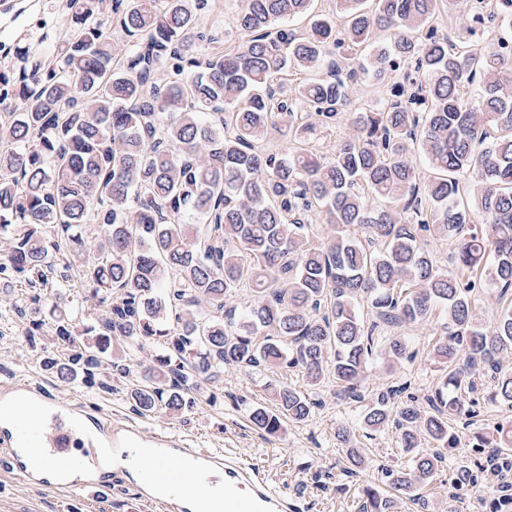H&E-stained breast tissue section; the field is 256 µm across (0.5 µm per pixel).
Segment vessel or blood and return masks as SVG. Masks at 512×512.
<instances>
[{
  "label": "vessel or blood",
  "mask_w": 512,
  "mask_h": 512,
  "mask_svg": "<svg viewBox=\"0 0 512 512\" xmlns=\"http://www.w3.org/2000/svg\"><path fill=\"white\" fill-rule=\"evenodd\" d=\"M125 461L138 470L136 499L163 512H186L182 475L220 496L224 512L303 509L234 451L193 448L165 433L145 436L136 424H113L104 410L82 411L25 380L0 384V467L28 487L52 485L73 504L111 489ZM161 484L163 496L155 493Z\"/></svg>",
  "instance_id": "vessel-or-blood-1"
}]
</instances>
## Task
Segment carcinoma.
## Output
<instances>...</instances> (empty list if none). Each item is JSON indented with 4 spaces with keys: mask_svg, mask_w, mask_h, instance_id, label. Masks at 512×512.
Here are the masks:
<instances>
[{
    "mask_svg": "<svg viewBox=\"0 0 512 512\" xmlns=\"http://www.w3.org/2000/svg\"><path fill=\"white\" fill-rule=\"evenodd\" d=\"M313 2L240 0L239 45L208 53V0L60 4L69 34L52 56L0 68V280L62 288L81 272L98 303L31 297L27 344L47 374L107 392L131 373L122 357L158 349L130 399L171 417L226 366L310 387L330 375L360 402L375 357H415L404 338L380 345L382 322L421 326L442 308V386L421 402L380 394L362 416L413 456L381 467L388 493L360 489V512H398L465 438L453 416L512 411V32L479 46L512 0L468 3L462 41L435 24L447 0H336L339 25ZM296 18L308 27L274 28ZM285 73L292 97L275 86ZM366 79L386 85L383 102H354ZM340 125L351 134L326 159L318 146ZM318 221L332 232L317 242ZM427 235L448 241L456 271L437 266ZM483 294L497 305L488 323ZM57 345L62 358L48 355ZM265 388L275 410L251 409L258 429L310 417L308 393ZM338 437L363 463L350 432ZM471 447L511 466L512 418ZM482 474L457 464L448 481L464 491Z\"/></svg>",
    "mask_w": 512,
    "mask_h": 512,
    "instance_id": "obj_1",
    "label": "carcinoma"
}]
</instances>
